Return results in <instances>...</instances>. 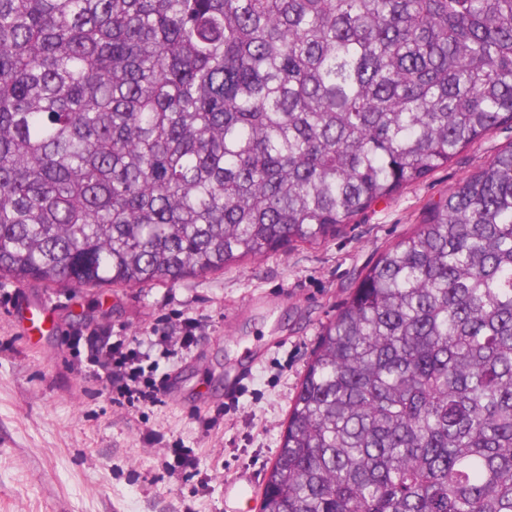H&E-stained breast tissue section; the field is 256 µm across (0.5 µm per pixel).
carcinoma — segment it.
<instances>
[{"instance_id":"1","label":"carcinoma","mask_w":512,"mask_h":512,"mask_svg":"<svg viewBox=\"0 0 512 512\" xmlns=\"http://www.w3.org/2000/svg\"><path fill=\"white\" fill-rule=\"evenodd\" d=\"M512 124V0H0V273L317 244ZM261 512H512V145L320 337Z\"/></svg>"}]
</instances>
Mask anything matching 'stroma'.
Returning a JSON list of instances; mask_svg holds the SVG:
<instances>
[{"instance_id":"35a3bbf8","label":"stroma","mask_w":512,"mask_h":512,"mask_svg":"<svg viewBox=\"0 0 512 512\" xmlns=\"http://www.w3.org/2000/svg\"><path fill=\"white\" fill-rule=\"evenodd\" d=\"M512 143L504 124L356 223L317 245L296 244L260 259L178 282L134 287H46L0 275V512H259L260 492L283 442L289 406L319 335L381 253L423 223L482 162ZM271 295L270 311L252 308ZM46 304L56 329L25 335L14 314ZM197 325L191 350L153 352L157 377L180 382L184 399L157 407L112 405L75 333L149 342ZM247 342L225 343L232 327ZM252 374L226 399L224 372ZM216 417L203 430L201 417ZM193 460L170 469L174 449ZM236 481L246 498L226 499Z\"/></svg>"}]
</instances>
